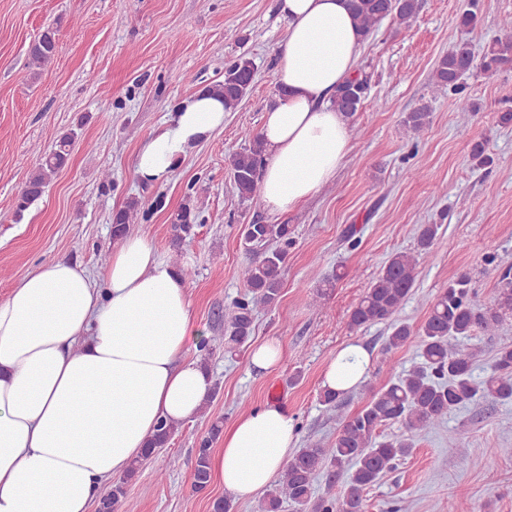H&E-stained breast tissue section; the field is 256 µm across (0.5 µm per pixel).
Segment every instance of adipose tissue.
<instances>
[{
    "mask_svg": "<svg viewBox=\"0 0 512 512\" xmlns=\"http://www.w3.org/2000/svg\"><path fill=\"white\" fill-rule=\"evenodd\" d=\"M278 8L288 22L275 70L284 92L266 109L262 200L283 212L311 198L351 151L349 120L330 96L357 73L364 41L349 0H279ZM224 116L221 97L185 99L142 145L137 180L165 182ZM191 325L184 279L144 235L123 239L101 279L58 261L16 283L0 299V512H90L160 420L196 415L211 380L184 358ZM369 367L367 351L347 345L321 386L352 392ZM295 440L279 404L257 406L223 430L212 472L225 492H261Z\"/></svg>",
    "mask_w": 512,
    "mask_h": 512,
    "instance_id": "ef3b65f1",
    "label": "adipose tissue"
}]
</instances>
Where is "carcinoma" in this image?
Wrapping results in <instances>:
<instances>
[{
    "label": "carcinoma",
    "instance_id": "1",
    "mask_svg": "<svg viewBox=\"0 0 512 512\" xmlns=\"http://www.w3.org/2000/svg\"><path fill=\"white\" fill-rule=\"evenodd\" d=\"M351 9L359 22L363 38H368L377 25L393 16L401 22L410 21L418 9L417 0H351ZM502 36L494 39L476 56L470 44L460 42L443 55L433 70V84L457 96L458 107H470L463 78L476 71L495 72L512 66V19L502 23ZM58 49V30L48 25L29 47L33 64H50ZM254 66L250 59L240 57L224 68V80L206 84L202 90L224 98L227 111L237 108L250 90ZM370 90V80L359 73L338 87L332 96L336 109L352 117L363 107ZM405 126L414 133L424 131L430 123L428 107L421 106L408 113ZM248 145L231 159L233 187L242 200H253L262 194L261 173L266 162L265 146L260 134H245ZM74 134L67 133L54 148L44 154L21 189L17 212L29 208L70 159ZM140 212L137 201L112 213V234L123 237ZM197 215L191 197H186L171 219V243L180 248L182 241L193 235ZM438 227L422 224L418 230L417 253L397 252L373 279L364 295L351 310L349 326L360 328L391 323L386 349L404 345L413 334L405 324H394L395 314L407 300L418 276V255L427 251ZM244 248L258 254L241 269L248 292L236 300L224 319V351L240 349L250 338L257 310L273 305L281 294L282 270L294 246L293 230L287 224H247L242 231ZM498 307L476 302L469 276L462 274L448 283L438 296L419 329L421 361L408 370L392 375L388 384L375 392L353 416L344 420L334 441L324 447L310 442L298 449L283 471L281 479L270 488L259 505V512H280L287 503L297 512H364V492L387 477L396 461L409 456L415 444L412 439L382 438L381 427L400 423L411 432L428 431L438 426L449 412L464 407L478 398L491 401H512V344L500 346L494 353L491 372L483 380L474 377V361L470 353L457 347L458 340L478 332L492 334L503 325L502 311H512V266L498 276ZM176 426L160 422L141 458L130 465L126 476L110 485L97 501L96 512H132L127 501L126 484L139 472L143 462L166 447ZM220 433L212 426L196 451L193 485L205 489L211 482V448ZM348 472L344 490L339 495L318 493L314 484L318 474L330 478Z\"/></svg>",
    "mask_w": 512,
    "mask_h": 512
}]
</instances>
